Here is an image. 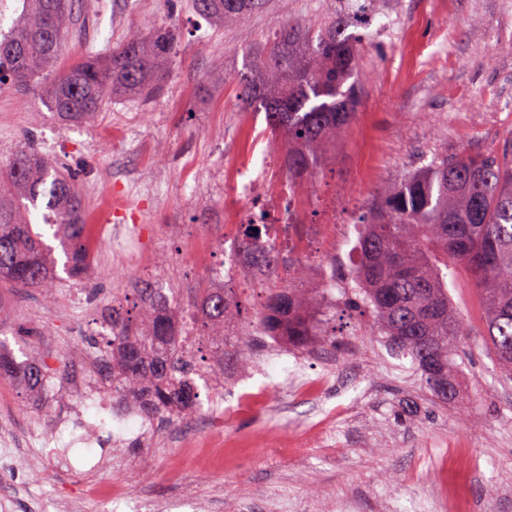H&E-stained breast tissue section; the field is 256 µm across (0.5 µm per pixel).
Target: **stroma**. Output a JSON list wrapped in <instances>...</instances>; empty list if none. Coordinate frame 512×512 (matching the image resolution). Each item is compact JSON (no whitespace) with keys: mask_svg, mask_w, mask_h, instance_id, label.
Masks as SVG:
<instances>
[{"mask_svg":"<svg viewBox=\"0 0 512 512\" xmlns=\"http://www.w3.org/2000/svg\"><path fill=\"white\" fill-rule=\"evenodd\" d=\"M99 2L73 0L58 67L158 27L176 29L180 44L159 95L112 100L89 124L55 119L41 84L0 81V167L35 146L77 174L86 223L133 224L140 234L127 265L92 252L85 286L63 280L49 297L0 285V346L51 369L38 394L0 377V449L10 451L0 460V512H55L68 496L82 512H136L150 499L171 512L201 503L209 512H336L342 498L359 512H446L451 497L466 512H512V382L478 338L458 360L455 397L442 403L368 313L310 291L324 333L294 350L256 329L260 300L240 291L224 339L223 413L157 414L142 436L117 412L111 377L96 386L81 378L104 349L113 298L138 300L154 283L191 303L235 248L224 169L273 150L264 113L240 105L237 78L251 52L290 21L314 32L343 22L357 36V115L297 189L304 223L349 224L432 154H491L512 137V0H265L221 29L200 26L191 0H108L127 15L118 28ZM218 69L223 84L198 98ZM142 183L151 194L137 193ZM297 361L315 382L304 393L281 385ZM75 410L95 444L58 431ZM55 435L70 468L44 458ZM197 436L224 445L185 457ZM104 448L112 469L90 472Z\"/></svg>","mask_w":512,"mask_h":512,"instance_id":"35a3bbf8","label":"stroma"}]
</instances>
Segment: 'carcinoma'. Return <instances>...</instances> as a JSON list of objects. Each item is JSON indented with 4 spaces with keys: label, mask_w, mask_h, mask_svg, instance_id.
Listing matches in <instances>:
<instances>
[{
    "label": "carcinoma",
    "mask_w": 512,
    "mask_h": 512,
    "mask_svg": "<svg viewBox=\"0 0 512 512\" xmlns=\"http://www.w3.org/2000/svg\"><path fill=\"white\" fill-rule=\"evenodd\" d=\"M262 0H195L194 9L210 26L242 21ZM71 0H23L22 13L0 39V69L29 85L57 61L69 31ZM179 32L157 28L112 48L90 53L43 88L51 114L90 123L111 100L155 95L177 54ZM356 47L345 26L314 38L287 24L249 57L239 80L244 104L266 113L277 145L288 159V188L301 173L321 166L336 137L352 121L358 105L354 77ZM44 205L51 237L66 256L70 281L90 270L82 198L76 176L33 146L17 151L0 170V281L14 288L52 291L60 281L55 248L34 231L32 211ZM268 215L250 216L237 240L251 251L268 228ZM363 232L348 305L368 309L393 350L408 356L440 400L456 393L450 369L469 335L466 320L449 296L448 276L462 265L469 271L483 309L478 333L501 378L512 380V140L494 154L431 160L383 191L358 220ZM271 245L241 272L252 282L264 275V294L255 315L260 329L303 348L317 335L294 282L307 276L301 263H285ZM146 305L127 311L126 297L112 301L107 336L112 353V389L136 399L150 417L161 412L192 414L199 392L189 377L192 351L180 336L175 313L179 293L158 288L144 293ZM193 318L202 336H217L214 358H224V323L238 315L230 288L195 289ZM18 377L26 391H40L49 367L33 361L18 368L0 353V377Z\"/></svg>",
    "instance_id": "cac0c4a2"
}]
</instances>
